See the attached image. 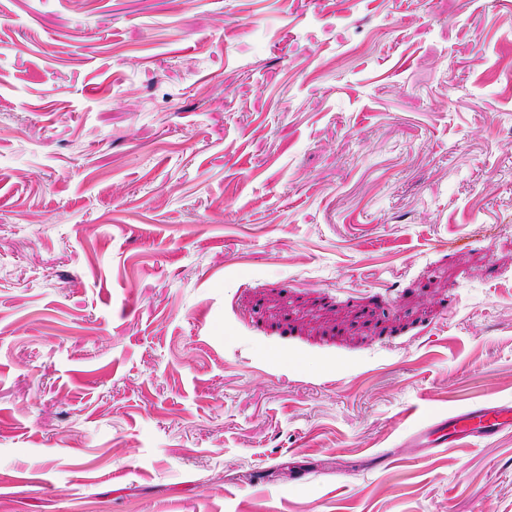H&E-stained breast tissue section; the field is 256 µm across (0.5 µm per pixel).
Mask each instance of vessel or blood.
<instances>
[{
	"label": "vessel or blood",
	"mask_w": 512,
	"mask_h": 512,
	"mask_svg": "<svg viewBox=\"0 0 512 512\" xmlns=\"http://www.w3.org/2000/svg\"><path fill=\"white\" fill-rule=\"evenodd\" d=\"M512 431V407L473 404L420 427L409 437L413 448H447L493 439Z\"/></svg>",
	"instance_id": "obj_1"
}]
</instances>
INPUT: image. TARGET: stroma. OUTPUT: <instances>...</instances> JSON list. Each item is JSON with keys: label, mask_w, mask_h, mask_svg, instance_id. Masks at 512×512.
I'll return each instance as SVG.
<instances>
[{"label": "stroma", "mask_w": 512, "mask_h": 512, "mask_svg": "<svg viewBox=\"0 0 512 512\" xmlns=\"http://www.w3.org/2000/svg\"><path fill=\"white\" fill-rule=\"evenodd\" d=\"M512 0H0V512H512ZM512 431V407L473 404L420 427L409 436L411 448H447L493 439Z\"/></svg>", "instance_id": "1"}]
</instances>
